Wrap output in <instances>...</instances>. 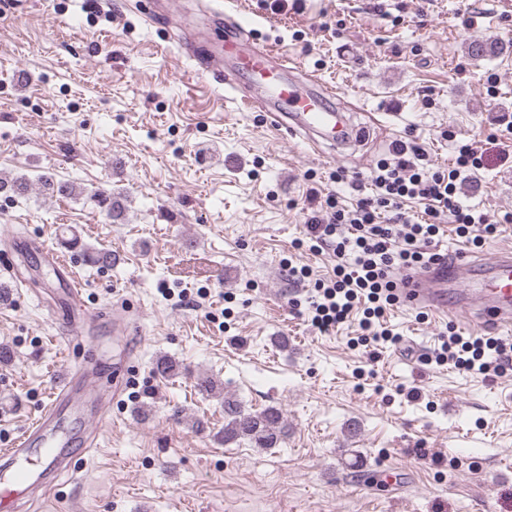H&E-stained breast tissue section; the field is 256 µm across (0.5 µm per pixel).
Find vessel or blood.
<instances>
[{
    "label": "vessel or blood",
    "instance_id": "1",
    "mask_svg": "<svg viewBox=\"0 0 512 512\" xmlns=\"http://www.w3.org/2000/svg\"><path fill=\"white\" fill-rule=\"evenodd\" d=\"M185 42L192 48V76L198 83H223L225 91L244 108L267 113L278 129L300 139L303 145L311 147L318 141L333 147L355 143L358 132L335 103L337 87L313 77L297 82L293 78L296 65L287 55L252 47L240 32L229 35L223 53L252 73L261 89L255 95L224 82L222 71L194 51L193 37H186ZM399 295L406 306L425 308L438 317L459 316L478 328L511 330L512 252L499 253L488 263L465 255L450 264H431L404 278ZM97 380L94 374L65 375L54 401L8 449L11 473L0 482V512H12L16 496L42 485L44 467L56 458H65V471H81L85 458L69 454L67 445L74 428L86 431L100 420V410L87 407Z\"/></svg>",
    "mask_w": 512,
    "mask_h": 512
}]
</instances>
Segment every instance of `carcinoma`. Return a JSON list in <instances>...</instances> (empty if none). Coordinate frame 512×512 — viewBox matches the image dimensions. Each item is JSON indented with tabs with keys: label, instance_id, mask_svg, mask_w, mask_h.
<instances>
[{
	"label": "carcinoma",
	"instance_id": "carcinoma-1",
	"mask_svg": "<svg viewBox=\"0 0 512 512\" xmlns=\"http://www.w3.org/2000/svg\"><path fill=\"white\" fill-rule=\"evenodd\" d=\"M38 182L43 188L61 197H70L76 193V188L68 182H57L52 176L42 174ZM31 189L30 179L18 176L10 180L0 178V193L7 197L23 196ZM98 206L106 211L107 216L114 222L121 220L124 207L112 196L110 190H99L94 194ZM60 243L68 249H80L94 264L109 265L115 262V254L109 250L95 251L84 247L75 233L62 234ZM288 432L280 409L268 407L259 412H251L229 398L224 399V444L229 445L247 440L256 448H275Z\"/></svg>",
	"mask_w": 512,
	"mask_h": 512
}]
</instances>
